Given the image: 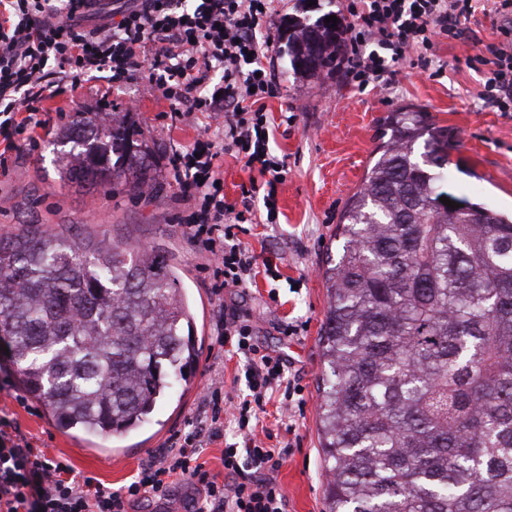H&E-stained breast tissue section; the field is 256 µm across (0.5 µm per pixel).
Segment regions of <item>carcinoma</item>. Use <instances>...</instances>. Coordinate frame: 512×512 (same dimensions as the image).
<instances>
[{"label":"carcinoma","instance_id":"cac0c4a2","mask_svg":"<svg viewBox=\"0 0 512 512\" xmlns=\"http://www.w3.org/2000/svg\"><path fill=\"white\" fill-rule=\"evenodd\" d=\"M290 18L292 73L336 71L345 26ZM324 272L319 442L328 512H512V215L442 190L448 134L395 112ZM423 142V152L416 151ZM67 184L139 192L130 129L77 112ZM445 196L461 204L451 209ZM177 273L121 241L23 224L0 237V336L62 430L118 442L199 354Z\"/></svg>","mask_w":512,"mask_h":512}]
</instances>
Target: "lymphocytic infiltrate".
Wrapping results in <instances>:
<instances>
[{"mask_svg": "<svg viewBox=\"0 0 512 512\" xmlns=\"http://www.w3.org/2000/svg\"><path fill=\"white\" fill-rule=\"evenodd\" d=\"M272 2L0 0V162L34 147L35 129H50L45 100L77 93L100 73L114 87L147 74L168 101L172 124L186 123L195 112L213 113L217 121L212 138L171 150L169 182L190 205L186 235L213 261L212 293L247 287L271 260L243 246L237 229L247 223L257 195L267 223H275L277 186L288 172L287 156L269 146L265 101L276 85L257 38ZM477 2L350 0L337 67L359 87L391 91L411 53L423 65H435L436 39L459 37ZM493 10L506 21L504 40L489 48L490 70L478 98L512 112V0H494ZM229 152L264 177L262 185L243 190L237 206L225 202L219 185L217 161ZM220 328L218 344L246 358L247 394L228 404L221 388H214L202 420L151 453L122 490L109 491L93 477L76 478L68 460L49 459L1 415L0 512H128L146 497L168 499L182 483L200 493L194 512H288L274 477L288 450L266 446L255 430L274 394L289 401L302 387L285 377L281 356L254 343L252 326L235 308H225ZM228 424L241 440L226 443L218 475L202 453L205 445L223 441Z\"/></svg>", "mask_w": 512, "mask_h": 512, "instance_id": "f902f5d3", "label": "lymphocytic infiltrate"}]
</instances>
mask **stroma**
I'll list each match as a JSON object with an SVG mask.
<instances>
[{"instance_id":"35a3bbf8","label":"stroma","mask_w":512,"mask_h":512,"mask_svg":"<svg viewBox=\"0 0 512 512\" xmlns=\"http://www.w3.org/2000/svg\"><path fill=\"white\" fill-rule=\"evenodd\" d=\"M326 3L346 15L348 0H277L275 14L263 25L270 38L265 63L278 88L277 97L267 102L270 147L287 155L288 174L278 187L276 223L248 225L240 236L255 253L276 258L272 272L259 273L248 287L225 289L223 300H216L204 269L206 260L182 232L179 218L186 204L166 179L167 156L171 148L193 142L198 127L171 126L168 104L147 77L114 88L103 80L90 81L80 89L77 101L66 96L48 101V109L62 110V118L55 120L50 134L40 135L34 152L12 156L7 174H0V236L22 224L47 232L76 224L97 239L128 240L160 254L174 267L195 310L201 348L192 374L178 381L157 405L150 423L114 451L89 448L84 440L59 429L45 406L28 395L10 356L0 350V415L13 417L48 457L67 459L76 476H93L105 488L118 490L149 454L196 415L216 381H223L226 395L246 393L245 383L238 380L244 356L222 362L216 358L220 306L226 303L250 319L258 345L287 359L290 375L304 388L302 409L282 415L275 404H267L263 423L272 429L281 417L292 428L293 448L277 472L288 512H325L318 435L324 372L319 338L328 306L323 272L328 259L338 256L341 212L376 157L386 117L398 111L426 113L448 131L453 161L448 168L449 192L512 212V112L481 107L476 99L487 70L486 47L501 38L500 18L478 15L459 38L439 39L435 54L444 66L442 75L432 78L419 67L405 66L395 88L383 96L348 85L338 72L311 79L293 75L279 33L289 18H316L318 5ZM105 99L155 165L152 195L133 194L121 186L106 195L89 193L59 179L55 159L60 133L74 111L99 112ZM285 320L300 325L298 335L279 334L276 326Z\"/></svg>"}]
</instances>
